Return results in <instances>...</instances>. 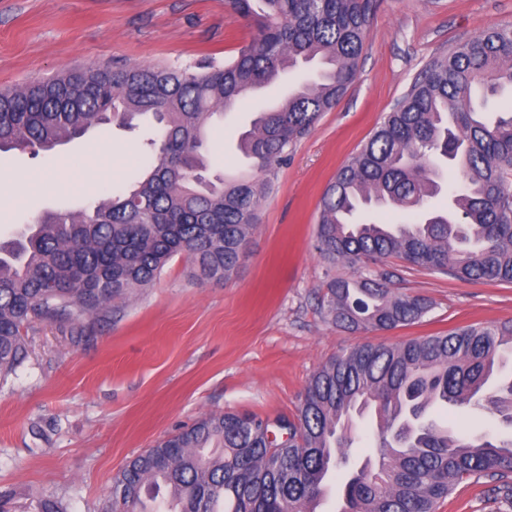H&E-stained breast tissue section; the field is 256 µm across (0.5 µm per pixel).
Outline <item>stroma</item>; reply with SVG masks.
I'll list each match as a JSON object with an SVG mask.
<instances>
[{
    "label": "stroma",
    "mask_w": 512,
    "mask_h": 512,
    "mask_svg": "<svg viewBox=\"0 0 512 512\" xmlns=\"http://www.w3.org/2000/svg\"><path fill=\"white\" fill-rule=\"evenodd\" d=\"M510 26L512 0H379L356 80L291 148L230 281L195 282L189 261L177 255L108 317L33 322L27 359L0 380V494L11 512H37L45 498L65 512H103L114 476L157 441L211 412L292 416L312 373L346 346L512 320V284L464 282L396 258L334 267L316 248L326 185L412 79L454 43ZM252 35L224 0H0V89L89 66L221 61ZM308 77L296 73L289 84ZM289 84L262 89L225 114L208 143L211 173L245 168L236 133ZM151 134L146 126L113 125L50 154L0 152V191L22 193L0 218V240L38 214L90 206L103 189H125ZM97 147L111 151L115 177L99 175ZM60 168L82 183L81 192L22 190ZM370 271L387 273L395 291L427 298L430 311L390 332L330 323L319 305L328 275ZM494 487L463 480L435 512H512Z\"/></svg>",
    "instance_id": "1"
}]
</instances>
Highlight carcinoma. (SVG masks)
<instances>
[{
    "label": "carcinoma",
    "mask_w": 512,
    "mask_h": 512,
    "mask_svg": "<svg viewBox=\"0 0 512 512\" xmlns=\"http://www.w3.org/2000/svg\"><path fill=\"white\" fill-rule=\"evenodd\" d=\"M255 30L224 62L101 67L0 90V151L57 147L120 120L152 119L148 163L92 210L47 212L0 241V379L27 357L23 331L38 318L99 317L145 288L181 254L193 276L229 280L256 228L288 149L335 107L358 72L376 0H226ZM317 62L314 78L255 113L238 134L247 175L202 183L213 117L247 93ZM499 100L488 116L490 100ZM448 207L431 199L444 170ZM396 206L400 224L354 221ZM317 250L330 264L397 257L467 281L512 284V28L493 29L433 59L326 186ZM321 309L336 326L390 331L421 320L419 296L388 277L336 275ZM512 322L342 349L310 377L296 412L273 422L209 413L131 460L112 481L107 512H315L346 467L339 512H434L467 477L497 482L512 504V438L470 437L433 412L477 409L512 426ZM372 421L376 456L350 464L354 419Z\"/></svg>",
    "instance_id": "obj_1"
}]
</instances>
